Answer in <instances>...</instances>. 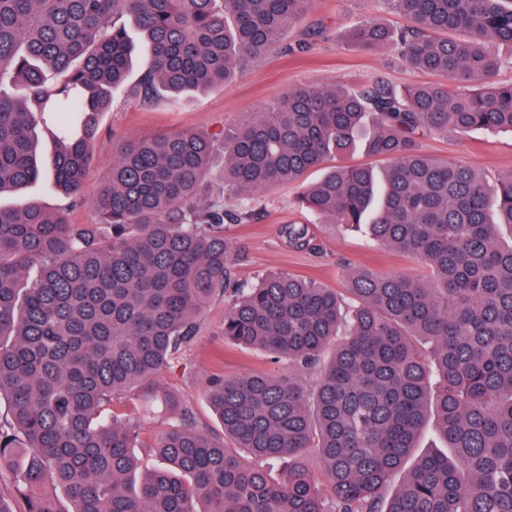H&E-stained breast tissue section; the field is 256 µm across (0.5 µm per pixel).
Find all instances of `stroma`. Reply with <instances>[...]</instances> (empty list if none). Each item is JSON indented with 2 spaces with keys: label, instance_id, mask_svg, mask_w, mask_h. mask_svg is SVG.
Returning <instances> with one entry per match:
<instances>
[{
  "label": "stroma",
  "instance_id": "1",
  "mask_svg": "<svg viewBox=\"0 0 512 512\" xmlns=\"http://www.w3.org/2000/svg\"><path fill=\"white\" fill-rule=\"evenodd\" d=\"M363 19H375L394 27L401 23L379 0H316L302 22L289 28L286 34L287 40L293 42L301 39L304 32L324 28V35L313 38L310 52L302 56H270L231 82L203 94L181 97L174 105L164 100L149 107L135 103L130 90L139 68L131 66L123 85L112 95L111 108L101 117L92 146L95 162L84 181L78 205L67 207L65 198L42 179L20 193L0 196V204L11 206L24 200L36 201L50 211L66 210L70 223L89 224L95 219L94 201L98 191L111 175L113 144L118 139H138L185 129L217 133L249 113L261 111L284 91L308 83L352 86L378 74L399 86L414 82L416 73L391 56L366 53L345 42L344 32ZM422 146L432 156L466 164L492 179L512 172V133L476 130L462 137L432 135L423 138ZM299 191V185L283 184L258 193L255 201L264 210L261 222L225 225L224 240L234 261L233 273L239 281L251 283L266 273L284 271L340 289L345 284L347 270L352 267L379 273L422 274L421 266L375 244L364 232L323 223L315 213L299 209L295 203ZM291 222L312 225L322 246L320 253H297L288 248L279 228ZM225 307L221 297L209 302L194 343L161 378L162 384L193 406L198 429L214 434L221 433L222 427L208 402L210 378L289 371L287 362L275 364L264 353L225 342Z\"/></svg>",
  "mask_w": 512,
  "mask_h": 512
}]
</instances>
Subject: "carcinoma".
<instances>
[{"label":"carcinoma","instance_id":"cac0c4a2","mask_svg":"<svg viewBox=\"0 0 512 512\" xmlns=\"http://www.w3.org/2000/svg\"><path fill=\"white\" fill-rule=\"evenodd\" d=\"M379 2L404 23H356L346 41L448 83L298 86L219 134L119 141L93 224L0 206V512H512V173L491 181L420 145L512 133V84L494 82L512 66L499 53L512 51V0ZM312 5L0 0V193L40 179L48 134L51 187L78 197L136 49L128 27L146 49L136 100L150 106L304 52L284 34ZM357 149L388 163L383 179L370 163L334 165L298 207L365 227L428 275L350 268L342 292L288 272L235 280L224 224L262 219L254 193ZM220 152L236 210L208 190ZM279 232L296 252L319 249L307 224ZM219 296L224 340L293 372L210 379L215 435L159 378ZM134 400L170 416L161 468L133 452L141 431L122 408ZM431 420L451 455L410 465Z\"/></svg>","mask_w":512,"mask_h":512}]
</instances>
